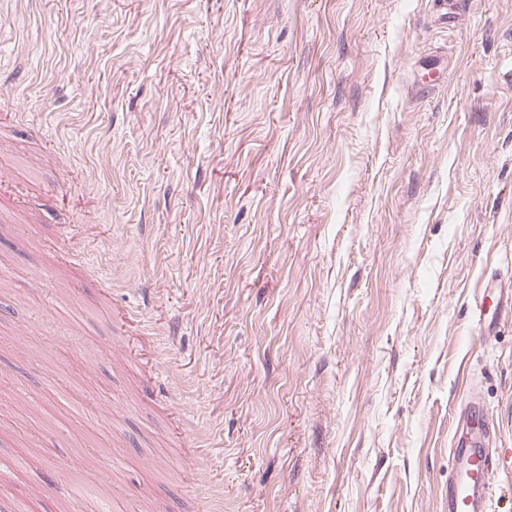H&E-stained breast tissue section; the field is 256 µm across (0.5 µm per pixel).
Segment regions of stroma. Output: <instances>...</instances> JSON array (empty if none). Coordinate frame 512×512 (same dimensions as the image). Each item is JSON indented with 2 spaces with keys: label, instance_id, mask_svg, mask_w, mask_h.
<instances>
[{
  "label": "stroma",
  "instance_id": "1",
  "mask_svg": "<svg viewBox=\"0 0 512 512\" xmlns=\"http://www.w3.org/2000/svg\"><path fill=\"white\" fill-rule=\"evenodd\" d=\"M438 16L0 0V512H445L475 397L512 485V0ZM509 314L512 318V277L491 275L471 312L474 329L482 336H491L497 332L501 317Z\"/></svg>",
  "mask_w": 512,
  "mask_h": 512
}]
</instances>
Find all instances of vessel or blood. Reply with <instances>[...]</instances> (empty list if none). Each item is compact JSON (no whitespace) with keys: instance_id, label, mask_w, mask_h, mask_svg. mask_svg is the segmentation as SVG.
<instances>
[{"instance_id":"b4317fda","label":"vessel or blood","mask_w":512,"mask_h":512,"mask_svg":"<svg viewBox=\"0 0 512 512\" xmlns=\"http://www.w3.org/2000/svg\"><path fill=\"white\" fill-rule=\"evenodd\" d=\"M509 314L512 315V277H488L481 300L471 312L475 330L483 336L493 335L501 317ZM464 413L472 429L456 440L452 450L448 512H492L496 463L488 450V442L494 423L480 401H469Z\"/></svg>"}]
</instances>
